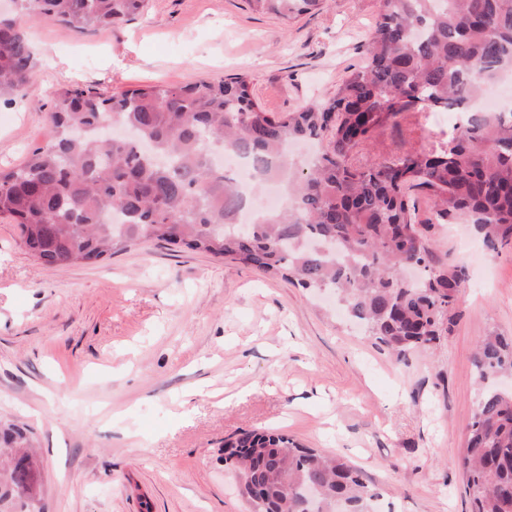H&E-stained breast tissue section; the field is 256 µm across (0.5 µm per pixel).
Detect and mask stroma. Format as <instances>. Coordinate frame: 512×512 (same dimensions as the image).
Instances as JSON below:
<instances>
[{"mask_svg":"<svg viewBox=\"0 0 512 512\" xmlns=\"http://www.w3.org/2000/svg\"><path fill=\"white\" fill-rule=\"evenodd\" d=\"M378 12L379 0H328L286 23L248 0H148L112 30L40 22L35 75L0 106V169L53 137L64 86L244 74L266 111L323 101L365 65ZM415 198L436 259L465 277L450 333L401 364L327 295L256 268L147 242L49 270L0 223V423L33 432L38 512H139L142 493L153 512H249L224 469V439L241 429L349 460L375 512H468L473 358L484 336H512V248L433 223Z\"/></svg>","mask_w":512,"mask_h":512,"instance_id":"1","label":"stroma"}]
</instances>
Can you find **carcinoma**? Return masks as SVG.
Masks as SVG:
<instances>
[{"label":"carcinoma","instance_id":"1","mask_svg":"<svg viewBox=\"0 0 512 512\" xmlns=\"http://www.w3.org/2000/svg\"><path fill=\"white\" fill-rule=\"evenodd\" d=\"M0 17V103L33 78L26 29L50 19L76 31L110 29L145 0H14ZM325 0H250L284 22ZM367 63L333 97L274 115L251 80L234 75L176 87L108 94L62 87L50 113L56 135L0 171V221L20 226L28 252L49 269L92 263L145 240L262 269L298 288L333 290L347 313L397 361L440 340L458 306L462 274L439 266L415 222L414 191L440 224L465 220L492 248L512 244V111L480 113L476 89L512 70V0H380ZM454 112L440 145L411 143L410 114ZM297 141L315 161L288 159ZM228 149L250 168L252 188L280 181L286 202L236 227L249 198L214 163ZM118 215L114 224L108 217ZM420 276L405 280L403 267ZM481 388L463 464L471 512H512V338L484 337L474 354ZM243 462L233 472L252 512H372L362 473L276 431L224 439ZM21 452L0 465V512H31L40 473L25 449L31 431L0 429Z\"/></svg>","mask_w":512,"mask_h":512}]
</instances>
